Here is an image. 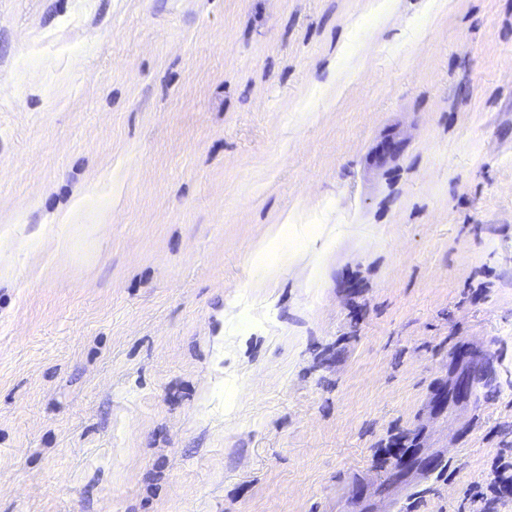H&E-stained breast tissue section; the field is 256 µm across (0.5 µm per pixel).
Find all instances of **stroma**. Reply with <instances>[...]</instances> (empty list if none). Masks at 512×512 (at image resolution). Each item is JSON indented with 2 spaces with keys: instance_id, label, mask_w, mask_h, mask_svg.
<instances>
[{
  "instance_id": "obj_1",
  "label": "stroma",
  "mask_w": 512,
  "mask_h": 512,
  "mask_svg": "<svg viewBox=\"0 0 512 512\" xmlns=\"http://www.w3.org/2000/svg\"><path fill=\"white\" fill-rule=\"evenodd\" d=\"M372 3L0 0V512H468L512 453V0ZM291 226L295 225L275 224L269 228L267 235L255 244L253 253L255 259L261 263V269H263L264 278L270 277L273 273V268L275 267L270 263V261L266 260L270 251V247L278 238L286 234L288 232V228ZM265 260L266 262H264Z\"/></svg>"
}]
</instances>
